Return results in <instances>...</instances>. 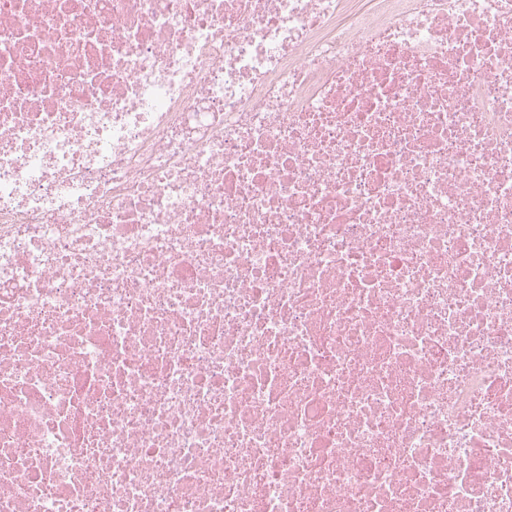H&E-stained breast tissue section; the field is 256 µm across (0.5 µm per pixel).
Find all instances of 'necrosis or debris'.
<instances>
[{
    "label": "necrosis or debris",
    "instance_id": "necrosis-or-debris-1",
    "mask_svg": "<svg viewBox=\"0 0 512 512\" xmlns=\"http://www.w3.org/2000/svg\"><path fill=\"white\" fill-rule=\"evenodd\" d=\"M0 512H512V0H0Z\"/></svg>",
    "mask_w": 512,
    "mask_h": 512
}]
</instances>
